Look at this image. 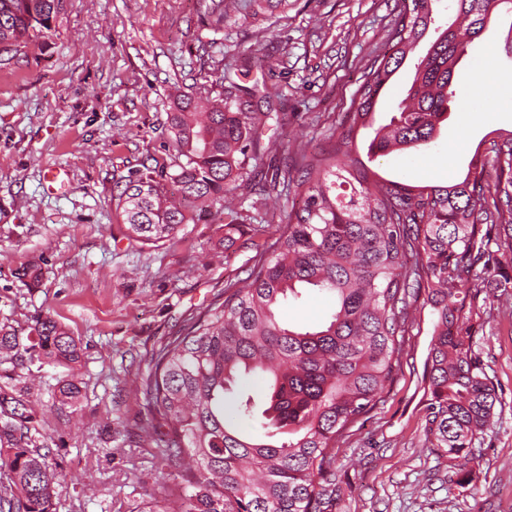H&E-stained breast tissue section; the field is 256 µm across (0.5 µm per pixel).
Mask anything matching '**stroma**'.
I'll return each instance as SVG.
<instances>
[{
  "label": "stroma",
  "mask_w": 512,
  "mask_h": 512,
  "mask_svg": "<svg viewBox=\"0 0 512 512\" xmlns=\"http://www.w3.org/2000/svg\"><path fill=\"white\" fill-rule=\"evenodd\" d=\"M209 0H67L59 33L17 64L0 68V322L26 332L51 314L80 339L84 355L68 369H33L36 419L59 473L54 512H158L181 482L151 437L166 430L146 407L143 381L153 353L184 321L202 312L227 283L245 278L248 241H272L293 197L263 199L250 186L229 203L249 212L232 247L214 211L194 209L174 240L154 247L129 239L115 197L142 167L173 171L168 129L172 95L203 96L211 58L237 76L243 55H264L273 70L271 111L287 136L266 142L265 168L297 148L322 149L355 81L384 36L400 0H294L288 13L252 19L224 0L223 48L202 52ZM512 29L503 15L475 39L461 74L475 92L451 113L431 147L369 161L385 180L444 185L463 179L469 161L492 164L495 131H512ZM62 171L65 186L48 190ZM42 277L24 284L21 266ZM474 295L464 326L487 374L502 391L495 421L451 460L425 433L422 382L436 312L425 297L409 303L398 339L402 353L375 406L336 446L335 512H512V288ZM335 302L314 288L284 302V323L325 322ZM75 374V414L58 409L59 380Z\"/></svg>",
  "instance_id": "obj_1"
}]
</instances>
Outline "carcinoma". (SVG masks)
<instances>
[{
    "label": "carcinoma",
    "mask_w": 512,
    "mask_h": 512,
    "mask_svg": "<svg viewBox=\"0 0 512 512\" xmlns=\"http://www.w3.org/2000/svg\"><path fill=\"white\" fill-rule=\"evenodd\" d=\"M435 2L401 0L387 50L365 68L332 147L301 149L261 180L259 191L281 184L303 206L288 213L271 243L253 244L243 286L226 285L152 355L143 381L148 408L172 435L161 449L164 462L183 472L167 512H332L336 443L392 380L409 299L422 292L437 314L424 387L432 447L451 460L467 456L493 424L500 399L460 320L470 299L465 275L487 253L482 226L512 231V133L492 141L493 182L473 159L460 181H389L373 193L370 171L353 157L362 129L374 132L372 156L429 147L441 118L468 102L454 74L472 37L512 13V0H452L462 24L442 29ZM250 5L256 16L283 14L289 0ZM66 6L67 0H0V65L56 36ZM207 26L215 34L224 30V0H211ZM431 27L436 38L415 64L406 96L388 124L374 127L379 98ZM206 78V112L186 95L169 104L177 169L163 175L146 167L118 195L128 237L137 242L173 240L189 221L187 203L208 202L224 212L227 241L244 222L240 211L224 206V196L256 178L245 158L264 152L262 131L278 116L262 109L266 85L233 81L222 61H213ZM168 183L181 203L170 201ZM303 286L333 294L335 311L314 327L287 326L277 311L283 301L299 299ZM82 354L80 341L48 315L25 336L0 323V358L14 370L70 368ZM242 374L261 384L226 399ZM5 377L14 384L0 386V470L10 475L0 488V512H53L58 472L35 425L31 387L8 370ZM80 396L75 376L61 380L59 409H76ZM259 399L267 404L262 440L241 427L253 420Z\"/></svg>",
    "instance_id": "1"
}]
</instances>
